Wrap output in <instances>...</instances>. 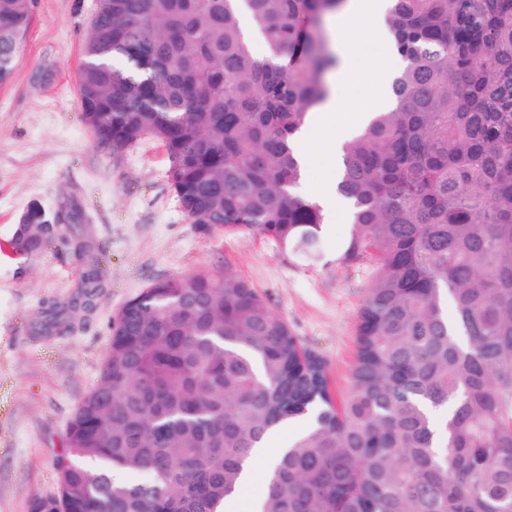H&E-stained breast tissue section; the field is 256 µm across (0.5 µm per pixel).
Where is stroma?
<instances>
[{
  "mask_svg": "<svg viewBox=\"0 0 512 512\" xmlns=\"http://www.w3.org/2000/svg\"><path fill=\"white\" fill-rule=\"evenodd\" d=\"M95 0H34L11 78L0 83V512H30L54 495L55 458L77 407L107 360L109 324L152 282L232 266L325 362L345 392L356 327L374 270L324 255L306 259L258 235L200 233L183 215L167 180L168 156L146 139L123 155L97 145L81 106L76 72ZM76 199L90 222L93 256L106 286L71 331L37 336L32 325L48 303L67 302L86 259L53 245L5 251L31 203L56 212Z\"/></svg>",
  "mask_w": 512,
  "mask_h": 512,
  "instance_id": "stroma-1",
  "label": "stroma"
}]
</instances>
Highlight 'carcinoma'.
<instances>
[{"instance_id": "carcinoma-1", "label": "carcinoma", "mask_w": 512, "mask_h": 512, "mask_svg": "<svg viewBox=\"0 0 512 512\" xmlns=\"http://www.w3.org/2000/svg\"><path fill=\"white\" fill-rule=\"evenodd\" d=\"M348 0H97L77 88L97 145L144 138L199 230L320 257L326 215L293 137L336 66L326 18ZM32 0H0V81ZM265 44L254 52L242 16ZM391 108L345 146L338 260L371 263L356 358L336 402L325 362L229 266L158 280L110 326L108 359L30 512H225L254 449L293 419L263 512H512V0H391ZM77 203L32 206L13 246L82 257ZM98 264L43 311L71 329ZM454 314L448 315V307Z\"/></svg>"}]
</instances>
